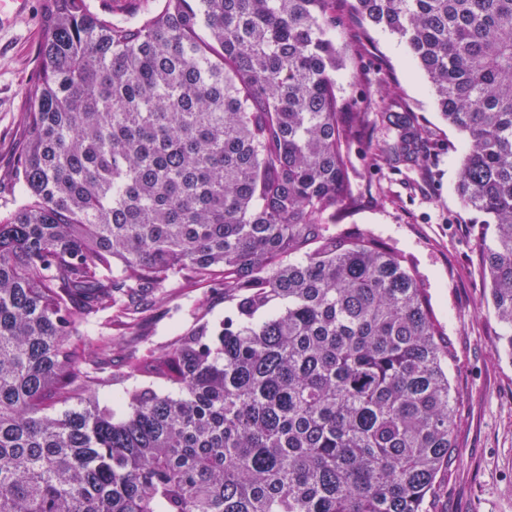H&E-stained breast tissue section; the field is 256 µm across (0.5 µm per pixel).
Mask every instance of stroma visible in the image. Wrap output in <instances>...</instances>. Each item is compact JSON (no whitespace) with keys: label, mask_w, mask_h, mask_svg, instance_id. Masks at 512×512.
<instances>
[{"label":"stroma","mask_w":512,"mask_h":512,"mask_svg":"<svg viewBox=\"0 0 512 512\" xmlns=\"http://www.w3.org/2000/svg\"><path fill=\"white\" fill-rule=\"evenodd\" d=\"M40 11L41 0H27L20 11L0 0V205L13 198L9 176L22 132L24 87L36 73L44 38ZM331 34L343 50L336 80L346 111L408 110L424 129L428 163L420 171L406 161L373 162L367 142L393 141L394 130L377 124L352 135L345 152L359 206L345 222L380 236L415 265L455 348L450 376L462 395L457 458L439 476L435 512H512V357L498 343L500 325L486 303L478 255L484 226L456 191L462 137L441 119L426 77L397 35L359 21L343 4ZM203 297L211 318L222 317L219 291L172 283L139 335L123 337L124 346L166 344L191 324Z\"/></svg>","instance_id":"obj_1"}]
</instances>
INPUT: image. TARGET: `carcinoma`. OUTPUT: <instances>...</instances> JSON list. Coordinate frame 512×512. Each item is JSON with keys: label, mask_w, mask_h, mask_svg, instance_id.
<instances>
[{"label": "carcinoma", "mask_w": 512, "mask_h": 512, "mask_svg": "<svg viewBox=\"0 0 512 512\" xmlns=\"http://www.w3.org/2000/svg\"><path fill=\"white\" fill-rule=\"evenodd\" d=\"M43 0L0 214V512H433L455 354L418 272L357 207L336 0ZM398 35L464 139L457 189L512 356V0H346ZM372 155L423 167L393 115ZM224 316L106 347L174 280ZM134 377L138 384L125 385Z\"/></svg>", "instance_id": "cac0c4a2"}]
</instances>
